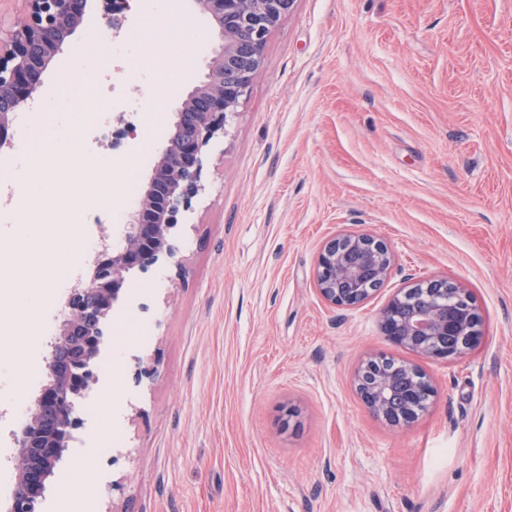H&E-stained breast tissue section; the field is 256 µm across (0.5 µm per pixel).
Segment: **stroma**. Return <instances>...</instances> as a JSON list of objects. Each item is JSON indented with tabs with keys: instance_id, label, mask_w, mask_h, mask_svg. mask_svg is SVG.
<instances>
[{
	"instance_id": "1",
	"label": "stroma",
	"mask_w": 512,
	"mask_h": 512,
	"mask_svg": "<svg viewBox=\"0 0 512 512\" xmlns=\"http://www.w3.org/2000/svg\"><path fill=\"white\" fill-rule=\"evenodd\" d=\"M162 27L127 13L109 73L84 82L66 47L41 76L81 87L58 117L84 127L75 155L111 153L140 182L211 57L186 40L192 67L170 88ZM102 96L136 144L113 146ZM202 179L175 259L112 310L96 367L115 373L79 401L72 479L52 481L42 512H512V0H296ZM344 231L396 262L339 309L314 269ZM442 277L483 319L480 344L449 362L380 328L393 295ZM376 353L436 389L412 426L356 391ZM86 460L89 479L73 476Z\"/></svg>"
}]
</instances>
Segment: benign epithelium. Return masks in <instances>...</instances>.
Segmentation results:
<instances>
[{
  "label": "benign epithelium",
  "mask_w": 512,
  "mask_h": 512,
  "mask_svg": "<svg viewBox=\"0 0 512 512\" xmlns=\"http://www.w3.org/2000/svg\"><path fill=\"white\" fill-rule=\"evenodd\" d=\"M24 12L8 30L0 29V150L11 146L8 131L16 112L43 94L41 75L74 32L93 19L116 33L115 14L128 0H100L94 13L88 0H24ZM218 26L221 44L212 52L205 79L173 112L166 144L154 157L150 175L131 204L127 219L112 228L90 258L85 278L69 289L62 320L47 357L44 384L20 416L14 432L15 464L9 512H38L47 479L60 465L61 448L77 428L76 405L96 382L95 363L105 343L104 327L129 280L159 262L173 259L181 232V213L205 186L207 147L224 134L246 88L263 64L266 38L288 15L295 0H193ZM122 140H135L137 126L115 117ZM395 257L383 240L343 233L326 241L314 270L321 298L351 308L368 300L388 281ZM482 317L472 294L446 278L415 283L393 296L381 312V330L393 344L433 360H452L474 347ZM369 357L355 375L366 407L392 426L409 427L435 396L425 372L407 364L409 376L379 372L362 385L367 367L383 363ZM48 430L58 448H30L31 435Z\"/></svg>",
  "instance_id": "benign-epithelium-1"
}]
</instances>
